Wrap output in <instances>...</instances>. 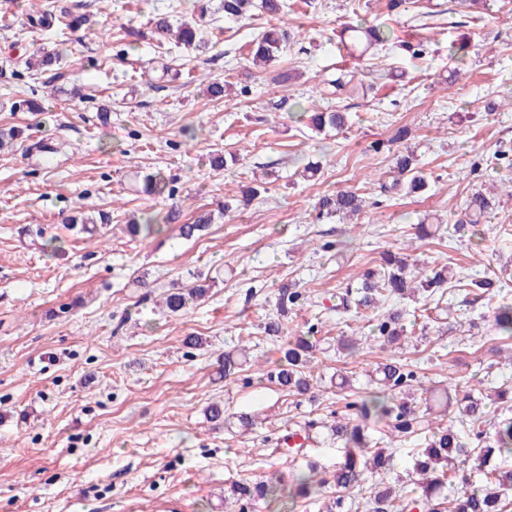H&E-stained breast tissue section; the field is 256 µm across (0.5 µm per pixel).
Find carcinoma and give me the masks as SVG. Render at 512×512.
<instances>
[{
	"label": "carcinoma",
	"instance_id": "1",
	"mask_svg": "<svg viewBox=\"0 0 512 512\" xmlns=\"http://www.w3.org/2000/svg\"><path fill=\"white\" fill-rule=\"evenodd\" d=\"M286 8L285 0H223L222 9L227 19H246L254 16V11L269 16H277ZM56 21L55 14L48 11L27 14V24L32 28L50 29ZM155 33L159 40H172L187 46L197 43V30L191 24L183 22L174 27L169 19L159 17L154 22ZM391 27L385 22L375 23L366 18L342 26L340 47L362 45L368 49L384 45L390 41ZM286 40V33L276 27L260 31L249 46V54L255 64L272 62L280 52ZM466 45L450 46L448 61L450 72L456 77L460 73L466 56ZM59 60V52L53 51L40 60L28 57L24 60L26 69L43 74L52 70ZM312 126L322 131L325 128L339 130L346 124L343 112H316L311 118ZM426 180L418 167V159L413 155H396L392 181L383 183L381 188L387 193H415L425 188ZM143 192L148 195H163L174 192L170 181L162 171L144 177ZM496 204L495 197H488L478 190L470 196L466 204V223L452 225L453 233L464 236L470 231V237L480 235L478 224ZM364 206L359 193L347 189L325 195L318 201V209L326 215L357 214ZM212 223L209 215L202 214L191 224L180 227L181 236L190 239ZM134 238H148L161 231V227L150 220L132 222L127 225ZM455 278L447 267L439 269L419 268L408 257L396 253L383 254L379 267L366 271L361 277L357 291L339 296L336 311L346 313L351 306L356 308H374L383 300L393 296H409L423 291L431 298L444 292L448 281ZM207 289L202 285L192 288H173L166 297V308L172 314L182 311L189 302L204 297ZM302 293L288 288L281 290L278 299L279 315L301 301ZM495 326L504 339H512V306H502L495 312ZM372 337H386L396 341L404 335L402 316L396 312L379 315L372 325ZM313 351L312 342L305 336H299L280 349V364L273 374L275 383L286 391L305 394L311 383L306 375ZM377 383L388 391L395 392L389 398L379 392H353L355 399L346 403V411L334 416L330 431L336 444L344 449L343 459L336 463L332 479L320 476L313 466L291 472V482L286 484L279 475L259 483L235 482L233 494L246 503L258 500L288 498L291 503L299 498H307L318 492L321 486L333 483L336 486V498L327 507L326 512H351L353 504L345 501L343 491L370 485V496L361 506L363 512H438L437 500L442 498L447 486L445 468L456 461L465 464L474 460L478 466L487 468L486 485L482 489H473L467 478L461 477L453 487V512H505L506 499L512 494V468L508 466L512 458V408H502L501 414L487 418L485 399L481 390L473 389L460 402L461 417L468 420L470 434L477 443L475 448H467V442L461 432L452 427H441L430 419L432 406L425 402L420 406L416 398L410 396L411 382L417 378V372L411 365L400 360H391L380 364L375 372ZM374 423L381 424L380 440L390 442L403 441L408 437L430 432L423 459L413 464L411 478L417 486L412 495L400 496L396 490L385 485L393 452L388 448H379L368 439V430Z\"/></svg>",
	"mask_w": 512,
	"mask_h": 512
}]
</instances>
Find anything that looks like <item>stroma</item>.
<instances>
[{
  "mask_svg": "<svg viewBox=\"0 0 512 512\" xmlns=\"http://www.w3.org/2000/svg\"><path fill=\"white\" fill-rule=\"evenodd\" d=\"M279 16L228 21L222 0H0V133L24 130L0 151V512H318L335 496L288 510L278 501L236 502L231 485L296 466L333 469L341 452L327 429L344 404L335 375L374 390L378 364L411 362L422 388L444 387L451 403L441 426L458 423L455 402L473 386L512 387L494 313L512 305V197L498 191L482 245L468 238L418 237L416 226L458 224L474 189L512 180L492 167L512 154V0H487L479 17L454 0H418L426 22L391 15L387 0H287ZM52 11L50 30L24 25ZM71 14L88 23L64 25ZM197 21L200 50L158 43L155 15ZM391 20V42L367 54L330 43L344 22ZM289 34L268 67L248 60L266 24ZM424 43L416 59L408 44ZM468 46L464 73L448 79V48ZM63 53L62 93L20 66L37 49ZM177 63L176 71L162 68ZM278 74L287 83H275ZM349 77L336 92L329 82ZM229 84L222 99L209 82ZM498 102L497 111L487 109ZM345 112L343 131L311 130L309 115ZM406 129L427 186L384 194L382 175ZM236 153L224 169L214 154ZM318 175L303 177L307 165ZM163 170L173 196L142 191ZM255 197H247L250 188ZM358 190L359 215L320 214L319 198ZM236 200L222 213L225 200ZM210 212L199 237L179 225ZM93 218L94 233L66 230L64 218ZM162 224L132 238L126 223ZM59 238L60 248L46 243ZM406 248L429 267L472 277L503 274L502 292L453 282L440 303L386 302L401 311L400 344L368 342L353 352L340 337L366 335L374 309L337 321L334 307L382 252ZM204 283L207 295L184 311L163 308L174 287ZM301 291L281 337L264 332L281 287ZM314 334L316 366L308 394L284 392L268 373L286 339ZM198 336L203 345L186 347ZM246 349L253 367L224 376L225 353ZM257 415L252 430L213 422L210 404Z\"/></svg>",
  "mask_w": 512,
  "mask_h": 512,
  "instance_id": "obj_1",
  "label": "stroma"
}]
</instances>
